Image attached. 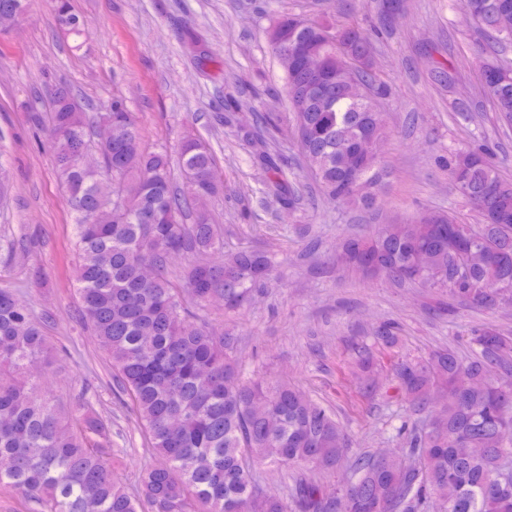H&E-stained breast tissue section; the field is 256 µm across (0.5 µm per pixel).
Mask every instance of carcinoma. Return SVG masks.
Listing matches in <instances>:
<instances>
[{"instance_id":"1","label":"carcinoma","mask_w":512,"mask_h":512,"mask_svg":"<svg viewBox=\"0 0 512 512\" xmlns=\"http://www.w3.org/2000/svg\"><path fill=\"white\" fill-rule=\"evenodd\" d=\"M60 23L78 33L85 22L69 0H55ZM468 21L488 39L478 70L501 66L493 48L512 44V0H469ZM328 25L279 18L268 38L285 73V93L300 153L321 195L372 208L387 170L378 144L384 118L360 97L378 99L390 85L378 73L373 42L349 23L343 52L325 36ZM302 44L321 67L308 78L288 62V45ZM500 119L512 124V72L502 85L480 84ZM112 147L97 146L99 163L79 162L93 146L92 122L56 102L51 153L74 218L79 256L75 278L81 318L132 400L153 452L136 497L112 479L109 454L91 443L107 424L85 400L73 411L53 403L26 370L52 366L43 326L14 293L0 289V487L19 492L39 512H350L382 503L389 512H512V451L501 432L512 428V337L493 325L478 328L474 356L451 349L401 359L393 366L397 397L407 404L397 428L399 450L352 446L336 415L286 382L242 379L224 337L186 306L213 297L224 308L250 301L275 276L267 253L224 254V235L208 215L184 223L190 206L217 196L214 155L199 138L180 149L182 192L164 147H148L133 113L112 102ZM251 140L255 162L272 174L270 191L290 210L300 200L296 177L271 148L274 113ZM458 194L481 217L466 236L452 213L432 209L429 223L381 224L374 243L351 237L337 261L366 277L446 291L462 303L494 310L512 295V181L502 179L480 148L455 150L442 162ZM188 257L169 277L166 254ZM153 265L156 273L143 277ZM351 376L366 393L377 386L370 357L359 354ZM344 460L354 482L340 490L300 480L291 499L262 490L257 462L304 472L330 471Z\"/></svg>"}]
</instances>
